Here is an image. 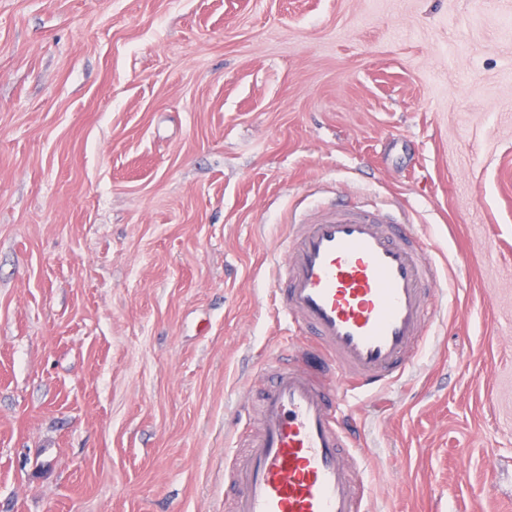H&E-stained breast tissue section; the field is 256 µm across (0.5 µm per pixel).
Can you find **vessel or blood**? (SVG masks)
Listing matches in <instances>:
<instances>
[{"mask_svg":"<svg viewBox=\"0 0 512 512\" xmlns=\"http://www.w3.org/2000/svg\"><path fill=\"white\" fill-rule=\"evenodd\" d=\"M272 263L282 336L325 350L316 380L290 344L267 358L261 426L230 466L231 512H366L347 425L362 398L401 377L443 303L439 270L404 210L330 203L291 225Z\"/></svg>","mask_w":512,"mask_h":512,"instance_id":"vessel-or-blood-1","label":"vessel or blood"}]
</instances>
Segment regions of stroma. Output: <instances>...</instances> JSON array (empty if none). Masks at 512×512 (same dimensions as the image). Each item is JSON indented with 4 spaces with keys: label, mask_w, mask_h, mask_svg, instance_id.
<instances>
[{
    "label": "stroma",
    "mask_w": 512,
    "mask_h": 512,
    "mask_svg": "<svg viewBox=\"0 0 512 512\" xmlns=\"http://www.w3.org/2000/svg\"><path fill=\"white\" fill-rule=\"evenodd\" d=\"M332 195L447 296L353 411L368 512H512V0H0V512H225Z\"/></svg>",
    "instance_id": "stroma-1"
}]
</instances>
